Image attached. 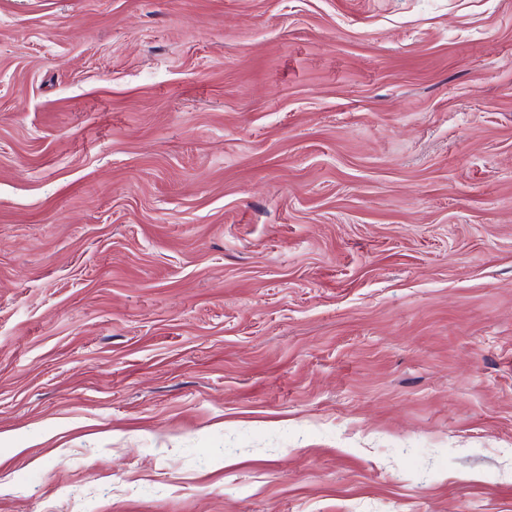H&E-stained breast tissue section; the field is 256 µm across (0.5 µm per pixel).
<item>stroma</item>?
I'll return each mask as SVG.
<instances>
[{
    "mask_svg": "<svg viewBox=\"0 0 512 512\" xmlns=\"http://www.w3.org/2000/svg\"><path fill=\"white\" fill-rule=\"evenodd\" d=\"M0 512H512V0H0Z\"/></svg>",
    "mask_w": 512,
    "mask_h": 512,
    "instance_id": "1",
    "label": "stroma"
}]
</instances>
